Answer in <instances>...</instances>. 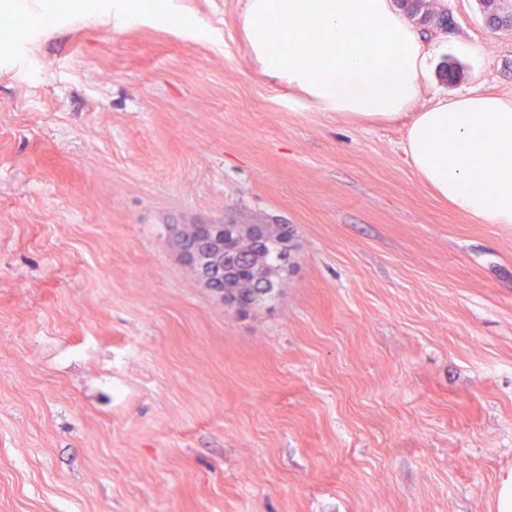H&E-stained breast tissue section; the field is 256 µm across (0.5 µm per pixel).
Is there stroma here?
I'll list each match as a JSON object with an SVG mask.
<instances>
[{
	"label": "stroma",
	"instance_id": "1",
	"mask_svg": "<svg viewBox=\"0 0 512 512\" xmlns=\"http://www.w3.org/2000/svg\"><path fill=\"white\" fill-rule=\"evenodd\" d=\"M82 2L0 31V512H498L512 224L264 74L248 0ZM427 7L415 109L511 97L512 25ZM226 223L288 227L244 316L169 233Z\"/></svg>",
	"mask_w": 512,
	"mask_h": 512
}]
</instances>
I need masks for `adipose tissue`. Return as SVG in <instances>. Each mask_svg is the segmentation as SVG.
<instances>
[{
    "instance_id": "ef3b65f1",
    "label": "adipose tissue",
    "mask_w": 512,
    "mask_h": 512,
    "mask_svg": "<svg viewBox=\"0 0 512 512\" xmlns=\"http://www.w3.org/2000/svg\"><path fill=\"white\" fill-rule=\"evenodd\" d=\"M245 29L265 72L311 106L405 120L412 165L449 207L512 224V98L468 89L414 110L431 49L391 0H250Z\"/></svg>"
}]
</instances>
